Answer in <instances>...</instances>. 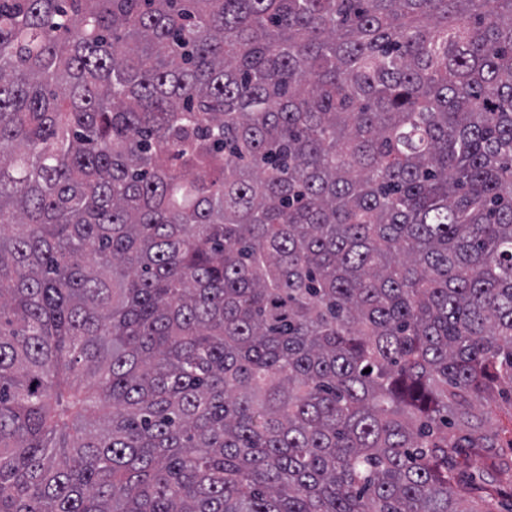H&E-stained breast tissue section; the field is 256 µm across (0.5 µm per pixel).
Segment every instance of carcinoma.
<instances>
[{"label": "carcinoma", "instance_id": "1", "mask_svg": "<svg viewBox=\"0 0 512 512\" xmlns=\"http://www.w3.org/2000/svg\"><path fill=\"white\" fill-rule=\"evenodd\" d=\"M504 385L512 0H0V512H496Z\"/></svg>", "mask_w": 512, "mask_h": 512}]
</instances>
